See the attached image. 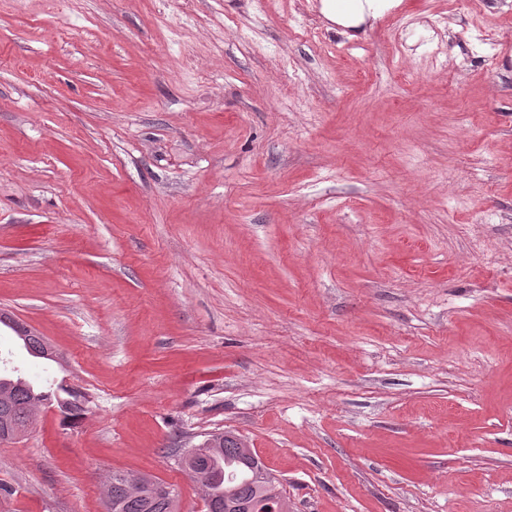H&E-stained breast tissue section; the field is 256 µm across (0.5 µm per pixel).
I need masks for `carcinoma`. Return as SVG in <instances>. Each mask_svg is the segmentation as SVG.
I'll list each match as a JSON object with an SVG mask.
<instances>
[{
    "instance_id": "cac0c4a2",
    "label": "carcinoma",
    "mask_w": 512,
    "mask_h": 512,
    "mask_svg": "<svg viewBox=\"0 0 512 512\" xmlns=\"http://www.w3.org/2000/svg\"><path fill=\"white\" fill-rule=\"evenodd\" d=\"M12 328L29 353L50 359L43 337L15 322ZM45 401L69 403L63 413L66 420H74L84 411L82 395L72 389L60 386L55 391H42L28 381L0 374V429L28 428ZM180 464L203 473L209 489V512H265L271 501L279 512H288V500L280 482L232 432L224 433L218 448H193V454L182 456ZM130 479L129 475L114 473L105 483L109 512H176L174 491L147 489L135 493L127 487Z\"/></svg>"
}]
</instances>
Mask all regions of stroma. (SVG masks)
<instances>
[{"label":"stroma","mask_w":512,"mask_h":512,"mask_svg":"<svg viewBox=\"0 0 512 512\" xmlns=\"http://www.w3.org/2000/svg\"><path fill=\"white\" fill-rule=\"evenodd\" d=\"M0 311L87 398L0 440V512H206L216 431L290 512H512V0H0ZM392 0H323L327 18L344 27H357L365 16H376L381 9L391 7ZM6 319L9 320L7 323L1 319L0 315V323L4 325L11 326L14 331L17 333L18 338L23 342L24 348L31 353L33 356L40 357L46 360H53V357L46 355V348L43 342H46L43 337L36 336L26 327L20 326L16 322H14L10 317L6 316ZM12 324V325H10ZM132 477L120 473H112L105 483V493L110 500L107 512H175L176 495L174 489L166 492L147 489L140 493L128 489L127 483Z\"/></svg>","instance_id":"1"}]
</instances>
